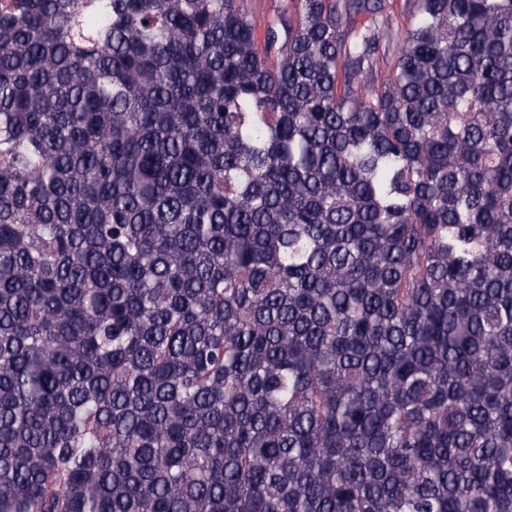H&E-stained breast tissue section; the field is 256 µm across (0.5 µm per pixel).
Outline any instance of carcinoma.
Returning <instances> with one entry per match:
<instances>
[{
  "label": "carcinoma",
  "instance_id": "obj_1",
  "mask_svg": "<svg viewBox=\"0 0 512 512\" xmlns=\"http://www.w3.org/2000/svg\"><path fill=\"white\" fill-rule=\"evenodd\" d=\"M0 512H512V0H0Z\"/></svg>",
  "mask_w": 512,
  "mask_h": 512
}]
</instances>
